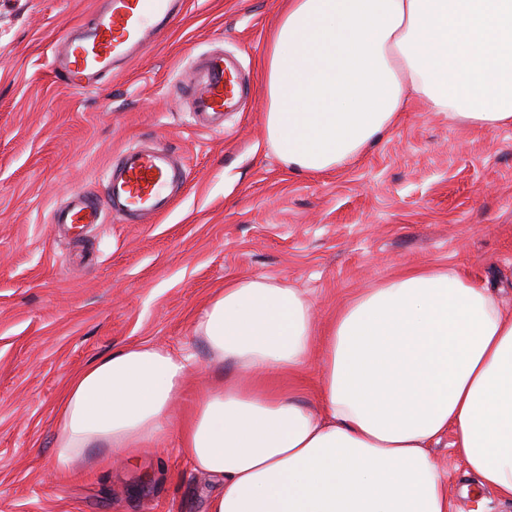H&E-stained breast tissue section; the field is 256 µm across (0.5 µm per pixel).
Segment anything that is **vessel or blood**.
<instances>
[{
	"label": "vessel or blood",
	"instance_id": "vessel-or-blood-1",
	"mask_svg": "<svg viewBox=\"0 0 512 512\" xmlns=\"http://www.w3.org/2000/svg\"><path fill=\"white\" fill-rule=\"evenodd\" d=\"M182 5L183 0H102L88 22L59 42L53 57L58 75L76 90L99 86L153 42ZM244 94L237 59L218 50L196 58L179 102L196 127L220 133L225 114L241 110ZM187 180L170 147L143 139L113 156L103 179L104 200L73 193L65 207L54 209L52 221L77 232L104 223L109 214L125 224H144L171 210Z\"/></svg>",
	"mask_w": 512,
	"mask_h": 512
}]
</instances>
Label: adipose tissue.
Masks as SVG:
<instances>
[{
	"label": "adipose tissue",
	"instance_id": "ef3b65f1",
	"mask_svg": "<svg viewBox=\"0 0 512 512\" xmlns=\"http://www.w3.org/2000/svg\"><path fill=\"white\" fill-rule=\"evenodd\" d=\"M267 140L289 169L358 158L411 105L512 127V0H285L264 61ZM299 291L225 283L196 326L212 365L188 416L192 355L134 344L77 373L59 410L66 467L177 433L219 487L209 512H452L443 439L512 502V311L429 266L358 294L317 337ZM320 351L316 412L296 398Z\"/></svg>",
	"mask_w": 512,
	"mask_h": 512
}]
</instances>
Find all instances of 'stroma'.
<instances>
[{
    "label": "stroma",
    "instance_id": "1",
    "mask_svg": "<svg viewBox=\"0 0 512 512\" xmlns=\"http://www.w3.org/2000/svg\"><path fill=\"white\" fill-rule=\"evenodd\" d=\"M97 0H0V512H208L217 490L176 434L128 461L71 470L54 448L69 379L133 343L209 352L195 328L225 281L264 276L299 289L328 323L388 277L447 266L499 284L512 309V128L486 134L413 107L358 159L304 175L264 127L263 60L279 0H185L137 61L85 92L52 72L58 39ZM242 56L253 95L225 131L195 127L178 102L192 58ZM146 137L191 174L149 224L113 219L76 237L54 206L101 194L112 157ZM191 372L179 402L201 393ZM455 512H512L452 448L433 449Z\"/></svg>",
    "mask_w": 512,
    "mask_h": 512
}]
</instances>
